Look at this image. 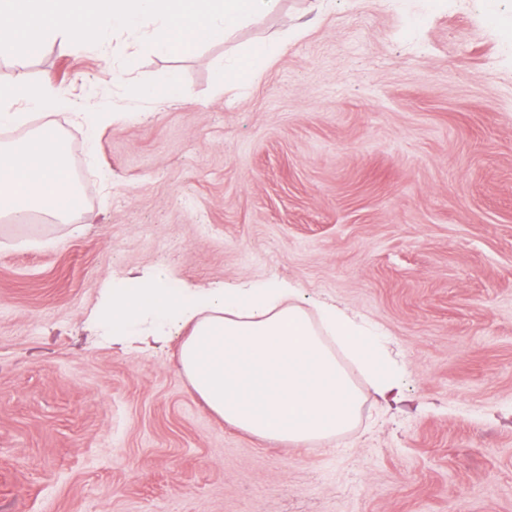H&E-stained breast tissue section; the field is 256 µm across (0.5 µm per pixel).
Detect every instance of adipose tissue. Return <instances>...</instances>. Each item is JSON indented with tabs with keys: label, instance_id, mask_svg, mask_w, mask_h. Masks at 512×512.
<instances>
[{
	"label": "adipose tissue",
	"instance_id": "adipose-tissue-1",
	"mask_svg": "<svg viewBox=\"0 0 512 512\" xmlns=\"http://www.w3.org/2000/svg\"><path fill=\"white\" fill-rule=\"evenodd\" d=\"M77 191L59 136L35 129L0 143V218L47 212L63 219V197ZM295 288L187 286L166 272L111 294L102 319L113 335H130L142 316L157 326L193 325L180 364L208 408L255 437L299 445L351 429L363 395L337 357L343 348L379 397L396 387L392 366L372 337L327 307L312 320Z\"/></svg>",
	"mask_w": 512,
	"mask_h": 512
}]
</instances>
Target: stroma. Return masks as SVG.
Listing matches in <instances>:
<instances>
[{
  "label": "stroma",
  "mask_w": 512,
  "mask_h": 512,
  "mask_svg": "<svg viewBox=\"0 0 512 512\" xmlns=\"http://www.w3.org/2000/svg\"><path fill=\"white\" fill-rule=\"evenodd\" d=\"M148 39L0 60V86L21 66L69 99L83 200L0 225V512H512V0H280L188 54ZM166 70L183 101L144 96ZM159 269L336 307L394 397L303 446L225 423L181 369L189 327L100 318ZM278 47L274 44H258L253 47L249 57L238 59L229 67H224V80L240 83L241 76L254 72L253 60L271 58L277 52ZM79 114L86 131L87 149L92 151L100 131L112 123V116L107 112H100L94 102H88L85 111Z\"/></svg>",
  "instance_id": "obj_1"
}]
</instances>
